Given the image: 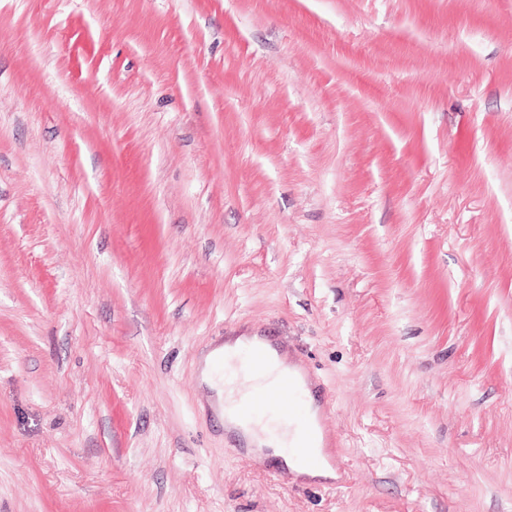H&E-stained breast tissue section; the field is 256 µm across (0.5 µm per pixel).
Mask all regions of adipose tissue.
<instances>
[{
	"instance_id": "obj_1",
	"label": "adipose tissue",
	"mask_w": 512,
	"mask_h": 512,
	"mask_svg": "<svg viewBox=\"0 0 512 512\" xmlns=\"http://www.w3.org/2000/svg\"><path fill=\"white\" fill-rule=\"evenodd\" d=\"M252 347L260 348L267 354L273 371L288 374L299 383L304 396L300 418L275 425L262 414L245 419L236 412L239 378L247 373L246 367L237 365L236 358ZM202 376L217 392L218 401L223 406L227 432L241 436L251 452L280 457L285 468L298 478L309 481L335 478L336 472L323 449L319 408L310 384L301 367L286 362L266 338L257 335L228 337L222 346L206 356Z\"/></svg>"
}]
</instances>
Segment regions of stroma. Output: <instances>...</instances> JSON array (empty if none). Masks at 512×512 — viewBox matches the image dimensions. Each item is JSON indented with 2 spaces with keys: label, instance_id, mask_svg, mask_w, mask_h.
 Here are the masks:
<instances>
[{
  "label": "stroma",
  "instance_id": "35a3bbf8",
  "mask_svg": "<svg viewBox=\"0 0 512 512\" xmlns=\"http://www.w3.org/2000/svg\"><path fill=\"white\" fill-rule=\"evenodd\" d=\"M0 512H512V0H0ZM261 348L268 356L273 371L288 373L302 388V409L299 419H281L274 425L265 420L266 412L259 414L254 410L253 417L244 419L235 411V399L238 391V378L241 375L251 386L254 377L246 369L261 371L266 364L264 356L257 351L248 353L243 364L238 366L235 357L245 349ZM224 362V367L222 363ZM227 371V375H225ZM203 380L216 390L218 403L224 413V428L227 432L241 436L248 449L263 456L271 453L280 457L287 470L295 477L309 481H326L336 478V471L330 465L323 446V434L319 425V408L315 404L310 383L299 365L287 363L279 351L263 336H229L224 345L211 351L204 361ZM223 404V407H222ZM294 448H305L306 453L317 455V462L304 463V452H295Z\"/></svg>",
  "mask_w": 512,
  "mask_h": 512
}]
</instances>
